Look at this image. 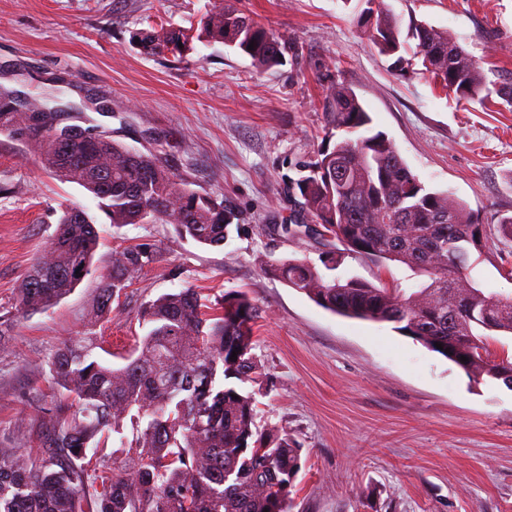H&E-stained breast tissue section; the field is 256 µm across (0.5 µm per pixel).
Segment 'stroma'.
<instances>
[{
	"label": "stroma",
	"mask_w": 512,
	"mask_h": 512,
	"mask_svg": "<svg viewBox=\"0 0 512 512\" xmlns=\"http://www.w3.org/2000/svg\"><path fill=\"white\" fill-rule=\"evenodd\" d=\"M289 46L270 70L219 43L192 41L181 60L149 57L137 35L156 22L194 28L212 0H0V87L48 102L108 105L102 130L153 152L193 189L239 218L221 248L170 224L112 226L76 184L44 170L40 152L0 133V307L50 243L62 210L95 213L93 273L46 311L17 318L0 345V448L41 453L45 409L72 403L49 362L69 340L106 337L98 351L120 367L146 333L142 307L187 286L210 301L242 291L256 309L253 353L263 366L260 428L302 448L292 512H512V389L472 380L388 322L336 315L269 272L279 261L318 262L321 235L278 226L298 209L286 178L333 147L322 94L351 88L426 189L464 202L485 231L470 246V276L512 298V106L458 100L379 54L359 14L364 0H229ZM408 28L447 30L489 80L512 83V0H382ZM150 243L162 261L127 287L110 315L91 321L98 276L116 246ZM339 274L388 288L420 284L404 267L345 257Z\"/></svg>",
	"instance_id": "35a3bbf8"
}]
</instances>
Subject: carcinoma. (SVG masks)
<instances>
[{
	"label": "carcinoma",
	"instance_id": "cac0c4a2",
	"mask_svg": "<svg viewBox=\"0 0 512 512\" xmlns=\"http://www.w3.org/2000/svg\"><path fill=\"white\" fill-rule=\"evenodd\" d=\"M365 15L380 53L411 66L400 55L406 42L399 21L371 7ZM408 34L416 40L413 57L422 73L457 99L482 103L495 95L512 105V83L488 81L448 31L420 22ZM195 38L237 49L263 70L280 65L287 52L264 26L226 4L204 15L199 34L162 24L141 32L140 45L147 56L180 58ZM14 103L0 91V132L34 142L42 165L81 186L111 223L172 224L180 236L209 247H222L230 237L237 216L224 200L181 182L154 155L102 143L99 125L83 112H41L38 99L22 112ZM322 109L325 127L344 136L306 165L309 174L289 180L287 191L341 249L327 252L319 266L283 260L271 266L272 274L327 310L397 324L468 374L499 378L500 367L512 362L493 364L486 339L512 335V299L487 303L469 275L466 244L477 219L447 193L425 188L392 140L371 132L372 119L350 89H328ZM79 122L84 137L55 144L50 131ZM99 241L86 209L63 210L53 239L17 286L14 309L0 311V327L70 294L92 272ZM347 255L384 268L402 265L428 281L408 293L329 275ZM160 260L147 243L113 250L91 318L112 313L116 296ZM254 317L242 292L214 307L186 287L143 307L148 331L142 348L120 368L92 357L94 336L64 344L50 371L76 409L58 406L43 417V453L0 448V512H291L301 448L278 428L257 430L261 389L244 388L261 375L252 353ZM110 442L118 449L107 451Z\"/></svg>",
	"mask_w": 512,
	"mask_h": 512
}]
</instances>
